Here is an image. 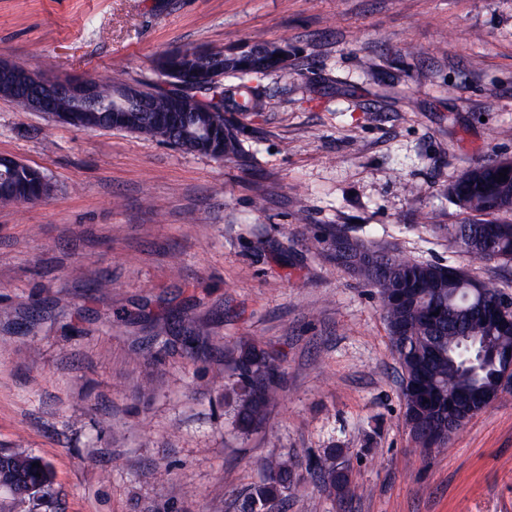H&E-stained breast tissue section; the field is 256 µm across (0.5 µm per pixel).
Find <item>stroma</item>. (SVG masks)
Returning <instances> with one entry per match:
<instances>
[{
  "label": "stroma",
  "instance_id": "1",
  "mask_svg": "<svg viewBox=\"0 0 512 512\" xmlns=\"http://www.w3.org/2000/svg\"><path fill=\"white\" fill-rule=\"evenodd\" d=\"M256 40L288 67L234 115L245 166L0 95V156L53 186L0 204V448L51 463L37 512H239L266 458L331 447L352 496L310 476L287 512H512V389L422 451L381 301L326 245L459 264L448 186L512 158V0H0V54L110 85ZM182 320L207 332L197 358ZM237 338L281 371L246 435L218 388Z\"/></svg>",
  "mask_w": 512,
  "mask_h": 512
}]
</instances>
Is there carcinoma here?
<instances>
[{
	"label": "carcinoma",
	"instance_id": "obj_1",
	"mask_svg": "<svg viewBox=\"0 0 512 512\" xmlns=\"http://www.w3.org/2000/svg\"><path fill=\"white\" fill-rule=\"evenodd\" d=\"M264 54L250 67L238 62L224 63L221 53L209 48H193L183 55L173 52L158 57L154 69L163 83L143 89L151 112L145 113L140 127L112 125L110 112H72V127L120 129L150 136L188 153L214 159L247 160L240 135L243 129L228 117L229 110L247 112L256 107L248 96V82L269 71L285 46L262 43ZM220 64L224 74L240 81L242 101L226 104L225 91L208 94L204 100L186 99L180 85L165 79L164 72L179 68L204 72V67ZM0 94L23 102L34 90L16 84L13 75L0 70ZM506 158L489 159L469 167L448 186V196L474 216L462 224L441 228L469 259L485 263H512V167L504 168ZM0 203L30 202L47 196L51 184L43 173L29 165L8 167L0 164ZM505 180L499 182L500 172ZM347 252L336 249L337 242ZM329 251L336 263L356 273L366 286L376 290L382 302L394 352L403 371L402 398L404 420L412 439L427 450L448 446V393H464L474 406L495 394L492 362L479 367L465 362L461 351L468 342L477 347L507 350L512 334H498L488 315L502 311L512 295L495 283L483 285L476 293L471 285L481 283L461 267L410 259L405 255L375 248L352 239L341 231L329 239ZM204 331L194 324L182 336L183 353L193 358L203 343ZM229 366L221 390L224 414L235 427L247 433L266 419L267 409L278 397L279 365L273 353L248 339L227 345ZM343 449L329 448L325 457L308 461L315 474L333 493L343 497L352 493L348 470L336 468ZM300 482L297 466L285 456H272L264 464V475L245 498L239 512H269V508L288 500L293 483ZM53 476L47 462L23 448L0 451V488L9 490L18 505L38 506L52 494Z\"/></svg>",
	"mask_w": 512,
	"mask_h": 512
}]
</instances>
